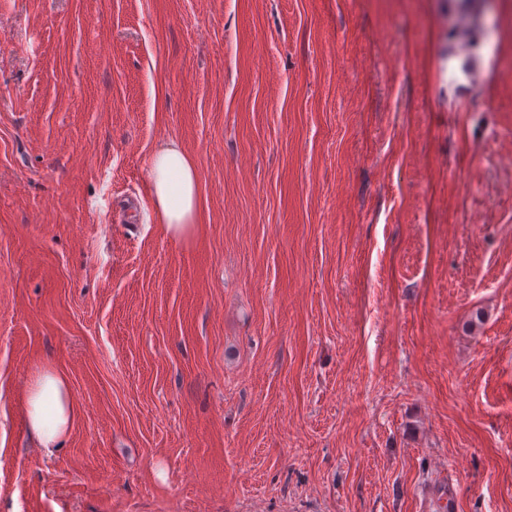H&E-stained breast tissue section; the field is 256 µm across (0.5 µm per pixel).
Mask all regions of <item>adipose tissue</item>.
<instances>
[{
    "label": "adipose tissue",
    "mask_w": 512,
    "mask_h": 512,
    "mask_svg": "<svg viewBox=\"0 0 512 512\" xmlns=\"http://www.w3.org/2000/svg\"><path fill=\"white\" fill-rule=\"evenodd\" d=\"M148 194L166 233L182 240L193 236L197 230V167L178 142L167 141L154 151ZM77 415L67 378L53 368H39L26 394L27 428L34 448L44 456H54Z\"/></svg>",
    "instance_id": "ef3b65f1"
}]
</instances>
